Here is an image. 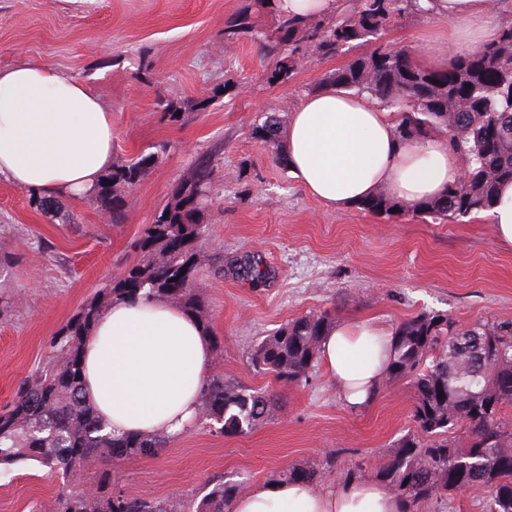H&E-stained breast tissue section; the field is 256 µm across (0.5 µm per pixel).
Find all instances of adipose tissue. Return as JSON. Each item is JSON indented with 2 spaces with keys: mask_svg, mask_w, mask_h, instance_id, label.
Masks as SVG:
<instances>
[{
  "mask_svg": "<svg viewBox=\"0 0 512 512\" xmlns=\"http://www.w3.org/2000/svg\"><path fill=\"white\" fill-rule=\"evenodd\" d=\"M448 22L444 42L424 40L418 65L494 42L500 26L489 0H436ZM396 113L367 96L328 86L306 96L283 134L290 172L331 209L358 206L376 192L406 203L437 198L466 168L435 135L400 142ZM112 114L82 79L20 62L0 69V177L55 197L92 194L111 170ZM393 330L374 320L341 322L322 338L319 360L352 409L377 397L392 356ZM213 364L211 339L197 318L163 298L118 302L100 316L82 351L87 402L109 431L180 436L198 416L199 390ZM384 485L353 480L317 491L298 480L251 486L232 512H399Z\"/></svg>",
  "mask_w": 512,
  "mask_h": 512,
  "instance_id": "ef3b65f1",
  "label": "adipose tissue"
}]
</instances>
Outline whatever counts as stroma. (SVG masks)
Segmentation results:
<instances>
[{
  "instance_id": "35a3bbf8",
  "label": "stroma",
  "mask_w": 512,
  "mask_h": 512,
  "mask_svg": "<svg viewBox=\"0 0 512 512\" xmlns=\"http://www.w3.org/2000/svg\"><path fill=\"white\" fill-rule=\"evenodd\" d=\"M253 0H0V68L45 63L85 80L112 112V150L129 160L159 143L168 150L126 192L124 223L108 222L94 197H59L75 221L62 224L29 205V193L0 179V408L42 368L53 336L78 307L137 259L141 229L201 159H211L215 193L202 212L207 263L196 284L210 333L222 348L213 372L250 389L279 388L278 406L251 432L221 433L196 423L151 456L105 460L79 479L27 462L0 470V512H43L65 491L109 490L159 502L200 499L218 480H278L316 464L319 490L343 484L350 467L376 478L397 440L412 428L408 381L382 386L354 410L322 368L298 386L277 387L250 364L254 345L287 320L332 308L337 321L374 318L389 326L423 311L463 324L512 321V249L487 215L457 222L373 216L330 209L279 165L278 148L252 134L262 112L289 119L324 74L348 58L298 61L283 84L252 37L225 39L227 22ZM436 14L391 27L389 44L414 49L443 31ZM173 107L206 109L171 118ZM259 259L268 278L242 280L236 260Z\"/></svg>"
}]
</instances>
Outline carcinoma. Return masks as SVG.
I'll use <instances>...</instances> for the list:
<instances>
[{"label":"carcinoma","instance_id":"carcinoma-1","mask_svg":"<svg viewBox=\"0 0 512 512\" xmlns=\"http://www.w3.org/2000/svg\"><path fill=\"white\" fill-rule=\"evenodd\" d=\"M256 10L278 16L262 50L272 58L269 81H286L296 57L316 58L376 44L370 53L354 56L323 79L354 95H368L379 107L401 114L395 133L406 142L431 134H452L448 145L462 154L467 177L448 186L438 198L406 205L384 193L376 215L428 214L459 221L490 211L497 188L512 181V24L501 27L497 41L459 57L446 70L413 63L409 53L380 44L387 26L412 13L431 14L435 0H355L336 8L327 19L282 14L276 0H254ZM256 34L251 17L240 14L226 26L224 37ZM282 119L267 112L253 135L276 144ZM167 144L135 158L114 162L101 179L95 197L112 222L125 217V191L137 185L155 166ZM212 167L198 162L174 190L153 223L137 240L140 258L83 303L50 343V360L43 370L21 381L11 405L0 411V469L34 461L67 475L112 458V449L128 456H149L165 447L162 435H115L105 431L82 388L81 349L103 310L114 302L163 297L198 318L205 301L195 275L206 261L198 250L205 231L200 215L212 195ZM37 211L71 222L52 200L32 192ZM236 274L258 282L268 276L259 262L245 259ZM335 323L331 309L309 312L281 325L261 339L251 353L258 371L284 385L305 382L315 369L323 333ZM501 344L497 358H480L473 343ZM394 354L386 382L407 379L415 393V429L402 437L378 468L379 478L397 497L399 512H418L424 503L440 504L450 493L478 492L483 512H512V322L492 318L468 325L447 314L420 312L395 328ZM280 394L253 390L224 380V374L204 382L199 417L221 425L226 434H243L264 420ZM463 435L448 437L456 428ZM318 467H293L285 478L313 485ZM240 483L214 484L199 501L161 503L151 499L91 492L60 493L51 512H231Z\"/></svg>","mask_w":512,"mask_h":512}]
</instances>
